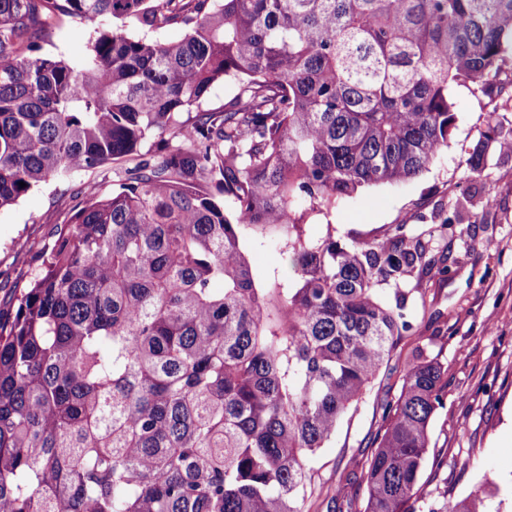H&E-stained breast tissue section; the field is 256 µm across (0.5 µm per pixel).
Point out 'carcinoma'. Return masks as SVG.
Listing matches in <instances>:
<instances>
[{"instance_id": "obj_1", "label": "carcinoma", "mask_w": 512, "mask_h": 512, "mask_svg": "<svg viewBox=\"0 0 512 512\" xmlns=\"http://www.w3.org/2000/svg\"><path fill=\"white\" fill-rule=\"evenodd\" d=\"M61 15L112 20L88 60L38 52ZM509 58L512 0H0V209L134 162L0 319V512H303L311 458L411 329L398 286L426 255L401 224L351 243L312 227L422 176L453 85L485 89ZM486 124L478 176L512 140ZM447 387L416 346L346 512H499L487 477L418 507Z\"/></svg>"}]
</instances>
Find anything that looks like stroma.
<instances>
[{"label": "stroma", "mask_w": 512, "mask_h": 512, "mask_svg": "<svg viewBox=\"0 0 512 512\" xmlns=\"http://www.w3.org/2000/svg\"><path fill=\"white\" fill-rule=\"evenodd\" d=\"M93 32V24L60 16L41 50L84 61ZM452 100L455 127L427 172L403 185L364 188L330 218L345 242L381 239L391 226L404 225L407 244L422 243L433 263L405 276L412 328L372 391L317 451L305 512H334L327 489L339 482L346 495L363 498V485L348 476L360 473L371 452L378 400L419 345L448 370L445 406L433 419L421 477L426 492L462 497L487 477L512 487V153L492 149L478 176L468 165L488 112L512 121V88L491 98L462 81L454 84ZM86 182L106 194L119 187L108 165L42 183L0 210V309L9 310L16 285L39 274L48 233L83 204L76 190Z\"/></svg>", "instance_id": "35a3bbf8"}]
</instances>
